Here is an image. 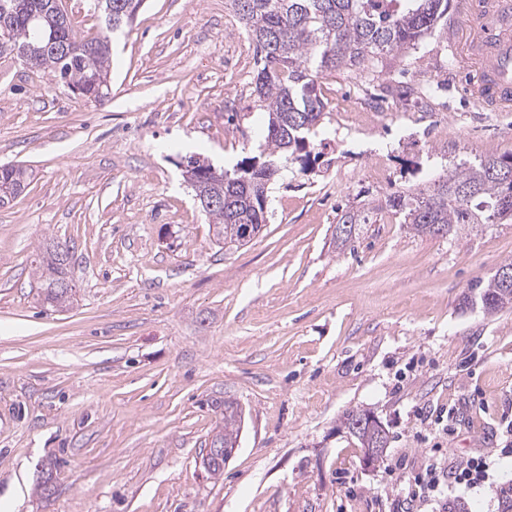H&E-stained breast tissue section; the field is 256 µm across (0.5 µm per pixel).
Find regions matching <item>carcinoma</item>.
Here are the masks:
<instances>
[{
  "mask_svg": "<svg viewBox=\"0 0 512 512\" xmlns=\"http://www.w3.org/2000/svg\"><path fill=\"white\" fill-rule=\"evenodd\" d=\"M93 2L112 7V22L105 23L97 36L84 39L68 14L57 10L56 0H0V56L15 55L80 90L81 96L104 101L109 94L112 37L130 24L143 0ZM227 5L255 44L253 93L268 114L261 155L216 173L197 156L186 160L202 172L195 195L224 199L223 205L204 209L214 237L238 245L236 226L259 223L281 167L307 170L314 149L310 136L317 134L326 110L318 75L362 74L387 56L414 48L448 15V0H227ZM32 16L37 20H30ZM30 177L22 165H0V207L23 193ZM385 208L418 236H446L458 228L477 231L486 224L512 221V154L460 163L423 189L394 192L346 208L338 223L351 225L353 234H336L337 248L352 245L361 225L376 223L374 216ZM68 259L69 247L58 242L34 259L44 301L51 306L62 307L72 298ZM501 270L512 272V260L477 280L464 295V304L475 300L488 315L511 308L512 282L499 277ZM211 406L222 415L212 441L234 447L241 423L238 404L226 399ZM343 425L362 447H377L380 434L369 426L368 412H347Z\"/></svg>",
  "mask_w": 512,
  "mask_h": 512,
  "instance_id": "cac0c4a2",
  "label": "carcinoma"
}]
</instances>
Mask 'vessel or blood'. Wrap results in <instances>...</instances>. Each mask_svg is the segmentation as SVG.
<instances>
[{"instance_id": "b4317fda", "label": "vessel or blood", "mask_w": 512, "mask_h": 512, "mask_svg": "<svg viewBox=\"0 0 512 512\" xmlns=\"http://www.w3.org/2000/svg\"><path fill=\"white\" fill-rule=\"evenodd\" d=\"M459 12L474 19L462 49L472 75L467 92L494 110L512 108V0H459Z\"/></svg>"}]
</instances>
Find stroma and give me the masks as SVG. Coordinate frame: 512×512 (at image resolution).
<instances>
[{"mask_svg": "<svg viewBox=\"0 0 512 512\" xmlns=\"http://www.w3.org/2000/svg\"><path fill=\"white\" fill-rule=\"evenodd\" d=\"M448 2L447 28L417 48L319 76L320 157L272 184L238 249L216 241L180 167L232 168L266 124L225 0H145L113 41L101 103L0 59V164L32 172L0 207V512H405L432 446L419 416L437 408L454 411L442 461L491 465L425 512H501L512 308L463 296L512 258V222L416 236L386 213L354 251L329 245L338 209L512 153V111L467 94L453 33L468 19ZM52 241L71 248L64 309L35 270ZM214 399L244 413L219 476L202 465ZM352 409L386 429L375 464L342 425Z\"/></svg>", "mask_w": 512, "mask_h": 512, "instance_id": "stroma-1", "label": "stroma"}]
</instances>
